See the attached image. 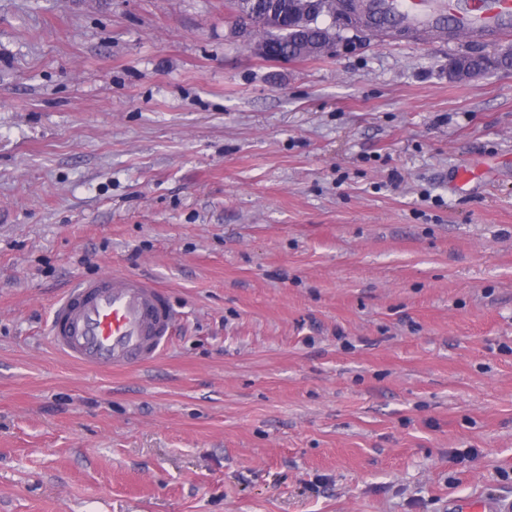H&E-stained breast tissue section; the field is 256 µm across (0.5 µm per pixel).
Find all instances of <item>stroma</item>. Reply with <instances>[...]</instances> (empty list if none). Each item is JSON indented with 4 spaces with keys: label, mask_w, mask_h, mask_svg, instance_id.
<instances>
[{
    "label": "stroma",
    "mask_w": 512,
    "mask_h": 512,
    "mask_svg": "<svg viewBox=\"0 0 512 512\" xmlns=\"http://www.w3.org/2000/svg\"><path fill=\"white\" fill-rule=\"evenodd\" d=\"M504 44L278 61L228 0H0V512L512 497V69L448 75ZM108 272L169 290L157 363L51 347Z\"/></svg>",
    "instance_id": "1"
}]
</instances>
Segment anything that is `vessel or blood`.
<instances>
[{"instance_id":"b4317fda","label":"vessel or blood","mask_w":512,"mask_h":512,"mask_svg":"<svg viewBox=\"0 0 512 512\" xmlns=\"http://www.w3.org/2000/svg\"><path fill=\"white\" fill-rule=\"evenodd\" d=\"M377 22L389 20L425 31L454 20L461 33L482 28L512 34V0H374ZM176 313L167 290L131 274H105L67 288L54 306L52 347L67 360L96 369L144 367L168 349ZM455 512H512L501 500L474 495Z\"/></svg>"}]
</instances>
